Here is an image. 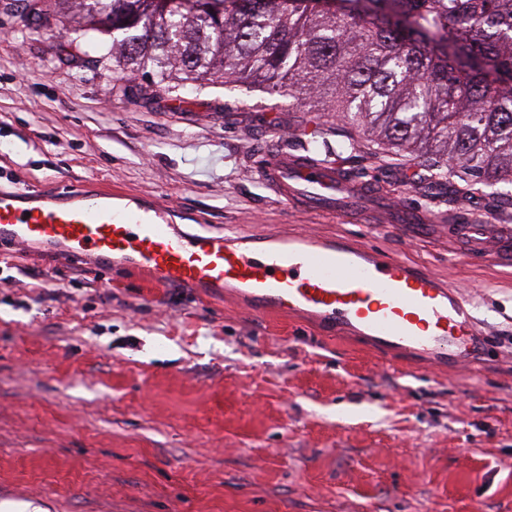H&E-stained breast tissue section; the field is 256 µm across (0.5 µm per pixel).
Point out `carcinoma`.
Instances as JSON below:
<instances>
[{
    "label": "carcinoma",
    "mask_w": 512,
    "mask_h": 512,
    "mask_svg": "<svg viewBox=\"0 0 512 512\" xmlns=\"http://www.w3.org/2000/svg\"><path fill=\"white\" fill-rule=\"evenodd\" d=\"M81 52L129 76L288 95L413 156L438 182L512 194V0H54Z\"/></svg>",
    "instance_id": "1"
}]
</instances>
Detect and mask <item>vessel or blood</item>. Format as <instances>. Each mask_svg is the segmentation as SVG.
I'll return each mask as SVG.
<instances>
[{
	"mask_svg": "<svg viewBox=\"0 0 512 512\" xmlns=\"http://www.w3.org/2000/svg\"><path fill=\"white\" fill-rule=\"evenodd\" d=\"M261 181L287 204L326 213L364 212L375 186L345 177L310 155L265 150ZM111 190L92 186L65 194L53 188L27 193L0 189V245L39 244L74 255L120 262L156 286L194 285L231 293L255 314L309 318L327 336L350 337L384 363L408 355L453 366L464 352L488 354L475 333L468 300L446 281L344 235L245 234L199 237L173 222L170 207L155 202L116 205ZM401 234L428 233L432 215L418 207L396 212ZM470 254L494 251L512 262V236L490 241L487 225L460 224Z\"/></svg>",
	"mask_w": 512,
	"mask_h": 512,
	"instance_id": "1",
	"label": "vessel or blood"
}]
</instances>
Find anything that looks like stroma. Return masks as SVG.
Returning <instances> with one entry per match:
<instances>
[{
	"mask_svg": "<svg viewBox=\"0 0 512 512\" xmlns=\"http://www.w3.org/2000/svg\"><path fill=\"white\" fill-rule=\"evenodd\" d=\"M52 0H0V188L94 183L175 211L182 228L342 234L423 267L470 301L496 356L442 372L387 366L290 316H255L194 286L41 248L0 253V503L45 512H512V268L464 258L459 221L512 230V202L288 98L223 77H126L86 58ZM373 182L366 222L284 205L265 147ZM402 204L436 215L398 235Z\"/></svg>",
	"mask_w": 512,
	"mask_h": 512,
	"instance_id": "stroma-1",
	"label": "stroma"
}]
</instances>
